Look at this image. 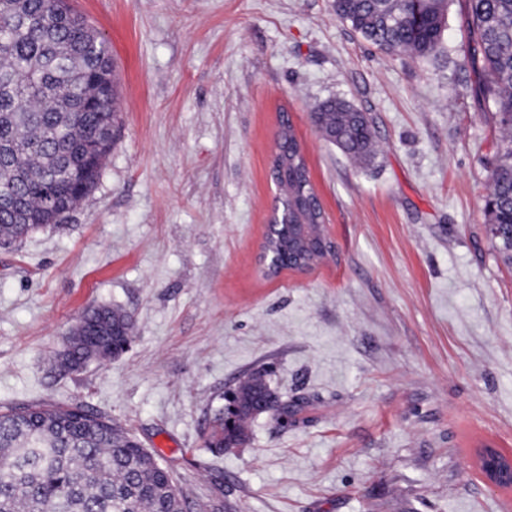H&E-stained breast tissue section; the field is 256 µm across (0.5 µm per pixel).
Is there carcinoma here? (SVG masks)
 I'll return each mask as SVG.
<instances>
[{
	"label": "carcinoma",
	"instance_id": "1",
	"mask_svg": "<svg viewBox=\"0 0 512 512\" xmlns=\"http://www.w3.org/2000/svg\"><path fill=\"white\" fill-rule=\"evenodd\" d=\"M452 0H334L336 18L386 53L426 57L440 46ZM474 92L496 108L503 133L489 171L488 223L501 254L512 261V0H467ZM117 78L103 37L64 0H0V244L59 223L92 190L87 149L112 147L119 120ZM324 138L359 161L376 153L362 112L337 99L311 115ZM288 150L271 159L278 179L279 220L303 210L325 222L311 204L306 160L290 117H281ZM134 321L111 306L86 311L72 332L76 368L85 350L105 362L121 355ZM272 389L249 377L228 398L210 434L216 448L247 438L259 400ZM186 497L170 470L111 418L80 407L36 402L0 411V512H185Z\"/></svg>",
	"mask_w": 512,
	"mask_h": 512
}]
</instances>
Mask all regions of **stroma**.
Returning a JSON list of instances; mask_svg holds the SVG:
<instances>
[{
  "label": "stroma",
  "mask_w": 512,
  "mask_h": 512,
  "mask_svg": "<svg viewBox=\"0 0 512 512\" xmlns=\"http://www.w3.org/2000/svg\"><path fill=\"white\" fill-rule=\"evenodd\" d=\"M106 39L120 119L92 191L0 246V408L121 422L189 512H512L474 448L512 452V264L486 213L494 109L474 93L466 0L439 51L390 55L333 0H67ZM368 116L360 164L311 120ZM288 112L335 254L263 277ZM131 313L118 359L55 358L89 308ZM264 371L293 411L211 447L227 391Z\"/></svg>",
  "instance_id": "obj_1"
}]
</instances>
